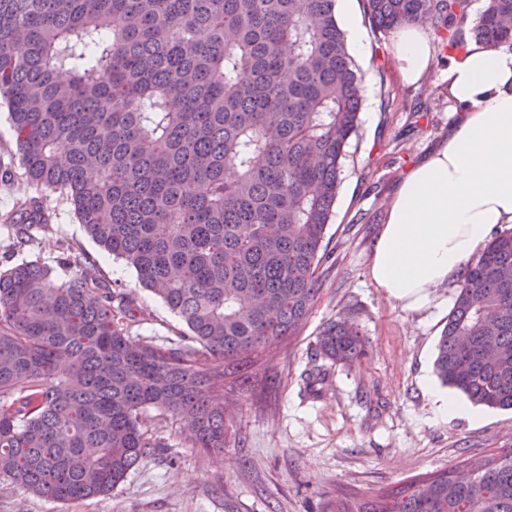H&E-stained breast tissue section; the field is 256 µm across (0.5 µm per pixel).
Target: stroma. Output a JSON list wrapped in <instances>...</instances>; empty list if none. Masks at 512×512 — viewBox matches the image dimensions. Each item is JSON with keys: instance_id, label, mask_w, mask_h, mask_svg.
Wrapping results in <instances>:
<instances>
[{"instance_id": "1", "label": "stroma", "mask_w": 512, "mask_h": 512, "mask_svg": "<svg viewBox=\"0 0 512 512\" xmlns=\"http://www.w3.org/2000/svg\"><path fill=\"white\" fill-rule=\"evenodd\" d=\"M361 30L368 51L353 60L365 75V97L326 229L321 290L295 335L227 370L216 394L230 426L223 452L192 448L182 423L149 409L144 425L159 447L111 495L61 502L0 477V512H330L336 499H371L439 470L465 476L467 461L512 448V410L469 403L447 415L435 400L446 390L434 360L455 286L434 289L429 306L411 311L369 280L370 253L399 183L447 138L457 115L447 66L407 82L391 35L366 24ZM29 190L0 108V213ZM43 201L53 223L31 257L54 267L62 245H72L133 299L131 336L159 343L186 333L59 195L44 194ZM339 316L358 325L367 342L366 356L351 367L315 351L324 325Z\"/></svg>"}]
</instances>
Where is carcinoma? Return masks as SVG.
I'll return each instance as SVG.
<instances>
[{
    "instance_id": "cac0c4a2",
    "label": "carcinoma",
    "mask_w": 512,
    "mask_h": 512,
    "mask_svg": "<svg viewBox=\"0 0 512 512\" xmlns=\"http://www.w3.org/2000/svg\"><path fill=\"white\" fill-rule=\"evenodd\" d=\"M338 0H0V107L28 183L59 194L108 253L187 326L134 340L133 300L72 247L60 277L0 269V476L57 501L112 494L157 444L147 409L224 450L212 394L229 363L294 335L320 290L323 247L365 76ZM373 32L429 23L447 57L465 35L512 50V0H361ZM17 251L51 224L42 197L0 216ZM316 349L365 354L326 324ZM441 382L512 409V227L467 264L438 344ZM336 512H512V451Z\"/></svg>"
}]
</instances>
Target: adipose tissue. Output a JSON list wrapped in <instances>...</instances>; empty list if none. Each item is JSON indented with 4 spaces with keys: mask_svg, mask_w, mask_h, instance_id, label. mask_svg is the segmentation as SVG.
<instances>
[{
    "mask_svg": "<svg viewBox=\"0 0 512 512\" xmlns=\"http://www.w3.org/2000/svg\"><path fill=\"white\" fill-rule=\"evenodd\" d=\"M393 41L404 78H425L433 50L423 27L400 26ZM448 89L457 123L399 184L369 260L374 288L408 309L459 278L493 227L512 224V51L467 42Z\"/></svg>",
    "mask_w": 512,
    "mask_h": 512,
    "instance_id": "1",
    "label": "adipose tissue"
}]
</instances>
